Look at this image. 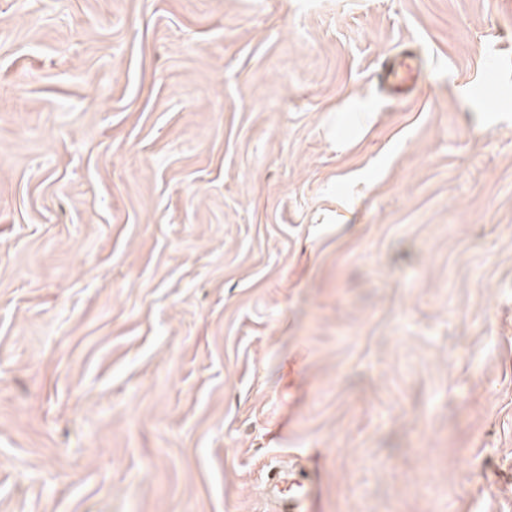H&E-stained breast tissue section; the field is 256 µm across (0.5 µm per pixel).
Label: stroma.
Listing matches in <instances>:
<instances>
[{
    "instance_id": "1",
    "label": "stroma",
    "mask_w": 512,
    "mask_h": 512,
    "mask_svg": "<svg viewBox=\"0 0 512 512\" xmlns=\"http://www.w3.org/2000/svg\"><path fill=\"white\" fill-rule=\"evenodd\" d=\"M285 469L512 512V0H0V512ZM380 70L385 81H390L392 88L398 92L408 93L416 87V65L412 55L402 58H385L381 62Z\"/></svg>"
}]
</instances>
